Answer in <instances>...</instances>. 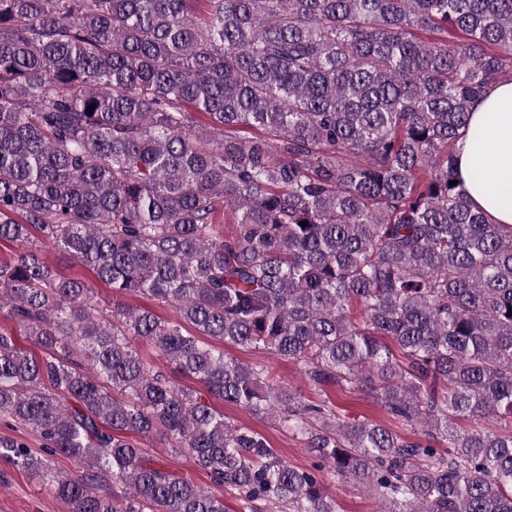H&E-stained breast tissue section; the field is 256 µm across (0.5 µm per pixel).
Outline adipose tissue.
<instances>
[{
  "label": "adipose tissue",
  "mask_w": 512,
  "mask_h": 512,
  "mask_svg": "<svg viewBox=\"0 0 512 512\" xmlns=\"http://www.w3.org/2000/svg\"><path fill=\"white\" fill-rule=\"evenodd\" d=\"M457 180L496 224L512 225V81L476 100L455 141Z\"/></svg>",
  "instance_id": "1"
}]
</instances>
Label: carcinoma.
Returning a JSON list of instances; mask_svg holds the SVG:
<instances>
[{
	"label": "carcinoma",
	"mask_w": 512,
	"mask_h": 512,
	"mask_svg": "<svg viewBox=\"0 0 512 512\" xmlns=\"http://www.w3.org/2000/svg\"><path fill=\"white\" fill-rule=\"evenodd\" d=\"M503 77L512 0H0V240L18 246L0 316L42 350L0 328V416L44 443L0 438V458L69 512H229L130 439L161 435L240 512H337L138 338L277 416L380 512H512V225L449 185L458 131ZM34 230L112 288L110 314ZM217 341L366 384L416 437L301 403ZM58 453L76 473L52 472ZM121 301L131 308L150 309L165 320L174 321L176 319V314L173 308L166 304L158 303L157 301L145 296L125 295L121 298Z\"/></svg>",
	"instance_id": "obj_1"
}]
</instances>
